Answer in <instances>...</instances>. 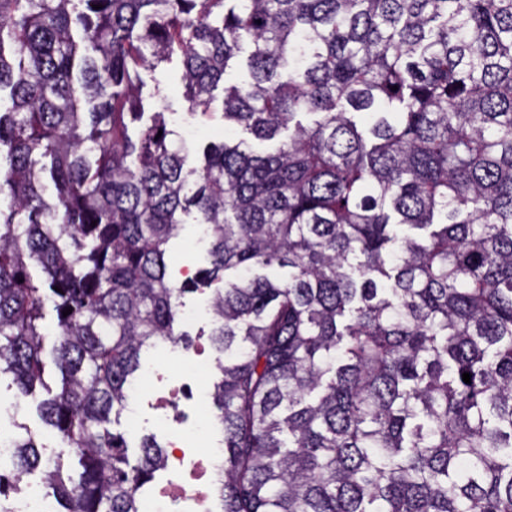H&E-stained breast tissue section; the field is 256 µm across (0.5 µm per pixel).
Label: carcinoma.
Here are the masks:
<instances>
[{
    "instance_id": "carcinoma-1",
    "label": "carcinoma",
    "mask_w": 512,
    "mask_h": 512,
    "mask_svg": "<svg viewBox=\"0 0 512 512\" xmlns=\"http://www.w3.org/2000/svg\"><path fill=\"white\" fill-rule=\"evenodd\" d=\"M243 53L251 139L188 170L164 113L131 138L141 70L178 56L193 114ZM189 215L223 282L218 512H512V0H0V376L45 386L51 298L39 411L76 459L27 430L11 467L63 512H142L164 465L106 423L177 342ZM185 222L166 256L168 273L178 284L186 280V276L194 277L197 270L208 267L204 244L198 242L195 224L190 218H185ZM56 313L53 304L46 301L44 324L48 329V336L44 341V352L42 355L45 365L44 380L55 392L60 387L61 375L53 363L52 348L55 342Z\"/></svg>"
}]
</instances>
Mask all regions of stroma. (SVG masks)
I'll return each mask as SVG.
<instances>
[{"mask_svg":"<svg viewBox=\"0 0 512 512\" xmlns=\"http://www.w3.org/2000/svg\"><path fill=\"white\" fill-rule=\"evenodd\" d=\"M142 78L148 112L166 105L165 118L169 128L178 132L189 150H197L213 136L223 134V90H215V100L207 114H191L186 110L179 60L143 72ZM166 261L170 277L178 283L206 267L205 248L198 241L195 224H185L169 249ZM210 295V290L204 289L182 298L175 330L187 333V345H170L150 352L149 357L158 371L153 390L155 401L144 404L137 428L128 433L130 455H137L141 437L150 434L163 445L173 435L180 434L188 448L217 447L219 435L212 427L214 408L209 398L217 375L216 352L210 340L212 321L207 312ZM44 396V391L40 390L33 397L17 400L11 376L0 377V401L21 403L16 424L35 434L37 442L52 449L65 464H72L73 456L66 442L47 428L37 413L36 404Z\"/></svg>","mask_w":512,"mask_h":512,"instance_id":"stroma-1","label":"stroma"}]
</instances>
